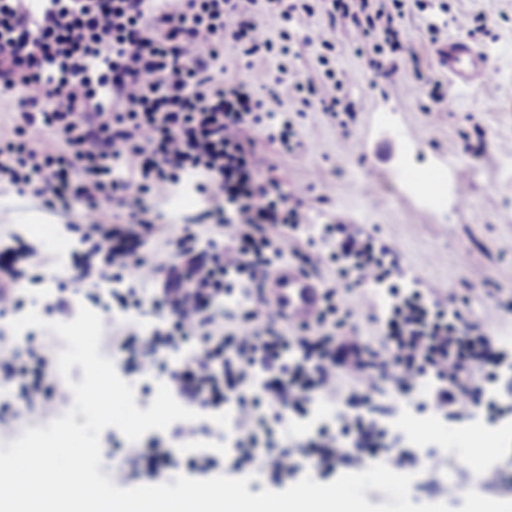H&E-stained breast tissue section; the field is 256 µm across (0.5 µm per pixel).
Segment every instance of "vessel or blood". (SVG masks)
Masks as SVG:
<instances>
[{
	"mask_svg": "<svg viewBox=\"0 0 512 512\" xmlns=\"http://www.w3.org/2000/svg\"><path fill=\"white\" fill-rule=\"evenodd\" d=\"M438 68L452 88L483 87L492 79L488 55L482 48L458 37L435 49ZM266 306L291 322L311 318L320 303V283L298 273L288 262H280L266 282Z\"/></svg>",
	"mask_w": 512,
	"mask_h": 512,
	"instance_id": "1",
	"label": "vessel or blood"
}]
</instances>
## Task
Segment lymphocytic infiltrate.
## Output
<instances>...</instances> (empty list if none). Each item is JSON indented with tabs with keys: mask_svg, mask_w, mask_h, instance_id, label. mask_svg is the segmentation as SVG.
<instances>
[{
	"mask_svg": "<svg viewBox=\"0 0 512 512\" xmlns=\"http://www.w3.org/2000/svg\"><path fill=\"white\" fill-rule=\"evenodd\" d=\"M403 7V0H169L158 10L154 0H0V109L8 116L0 124V193L32 196L65 218L88 255H102L85 303L100 305L101 286L136 268L129 287L112 297L126 309L149 303L156 329L145 336L125 320L106 328L102 348L121 354L125 378L142 395L161 377L180 404L208 413L231 398L237 404L233 453L174 454L166 442L186 431L179 422L167 437H149L147 447L124 449L120 465H101L116 486L247 472L283 490L307 475L331 480L361 470L370 459L402 469L416 454L373 414L392 415L397 399L412 397L428 377L434 409L470 419L512 377V355L486 332L499 307L456 323L443 288L397 292L374 343L346 333L354 285L383 283L390 250L354 224L329 225L331 251L301 246L296 231L309 205L284 193L271 161L292 151L294 131L285 125L266 138L257 131L259 112L282 109L283 84L304 105L354 112L329 68L336 34L372 45L368 65L384 77L421 71L417 45L402 34ZM263 13L322 17L324 76L280 67L258 100L248 81L227 71L228 49L249 69L266 65L273 50L289 54L270 39ZM188 190L203 207L189 223L169 224L162 204ZM286 251L302 274L343 262L355 282L323 288L311 321L262 313L259 275L270 255ZM147 283L153 291L145 299L138 287ZM237 289L250 307H220ZM192 342L191 358L166 368L160 353ZM56 346L48 330L25 355H0V386L13 388L23 405L0 404L1 436L68 409L70 390L52 375ZM320 396L342 401L339 433L324 428L307 444H289L276 430L284 412L305 416Z\"/></svg>",
	"mask_w": 512,
	"mask_h": 512,
	"instance_id": "f902f5d3",
	"label": "lymphocytic infiltrate"
}]
</instances>
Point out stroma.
Instances as JSON below:
<instances>
[{"mask_svg":"<svg viewBox=\"0 0 512 512\" xmlns=\"http://www.w3.org/2000/svg\"><path fill=\"white\" fill-rule=\"evenodd\" d=\"M404 12L403 33L425 57L418 74L403 69L389 80L375 76L366 58L356 55L351 34L337 35L335 55L329 66H321L323 26L318 16L263 19L272 39L284 32L291 35L294 59L275 53L266 69L249 71L228 51L224 65L247 72L259 89L286 62L304 76L319 77L330 68L342 82L339 97L356 107L354 115L334 119L290 99L282 113L263 118L258 128L264 136L282 121L294 126L299 146L276 163L284 192L305 195L312 206L300 239L320 238L323 225L336 220L364 225L380 242L395 247L399 282L422 290L441 285L449 293L470 295L463 310L469 319L498 301L501 318L490 330L512 337V174L507 171L512 164V0H405ZM466 16L471 19L468 39L487 51L495 81L488 88L456 91L452 100L424 109L414 90L426 80L440 79L435 44L458 36L456 21ZM432 24L440 29L434 38L428 33ZM411 146L428 167L447 164L449 153H456L466 177L465 208L452 202L447 213H425L399 192L395 176ZM57 222L35 202L0 196V228L12 230L39 253L52 255L54 239L37 235V227ZM446 454L444 469L419 470L412 503L441 502L437 487L448 479L470 486L471 472L459 449Z\"/></svg>","mask_w":512,"mask_h":512,"instance_id":"obj_1","label":"stroma"}]
</instances>
